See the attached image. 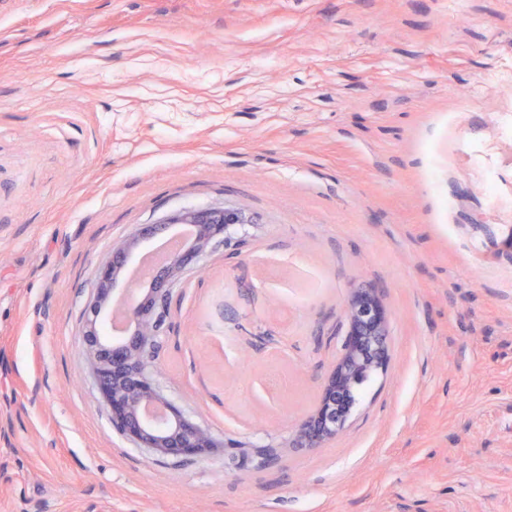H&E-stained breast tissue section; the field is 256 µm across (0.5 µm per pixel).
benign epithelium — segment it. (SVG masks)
Wrapping results in <instances>:
<instances>
[{
  "mask_svg": "<svg viewBox=\"0 0 512 512\" xmlns=\"http://www.w3.org/2000/svg\"><path fill=\"white\" fill-rule=\"evenodd\" d=\"M243 223L231 209H188L163 224H148L132 234L102 265L93 293L82 313V337L94 382L112 413V423L140 448L162 457L204 456L224 442L191 421L165 396L154 366V350L168 314L170 285L184 268L218 243H227L229 230ZM174 224L191 228L187 247L139 270L149 281L143 294L116 293L115 284L128 258L141 243L168 231ZM121 312L119 335L104 331L109 315ZM350 331L341 356L322 390L319 409L301 420L294 441L299 448H316L341 430L350 414L352 387L365 373L383 367L389 322L378 288L362 284L346 304Z\"/></svg>",
  "mask_w": 512,
  "mask_h": 512,
  "instance_id": "1",
  "label": "benign epithelium"
}]
</instances>
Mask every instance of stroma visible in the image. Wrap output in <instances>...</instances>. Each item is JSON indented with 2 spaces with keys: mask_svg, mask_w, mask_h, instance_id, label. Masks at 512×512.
I'll return each instance as SVG.
<instances>
[{
  "mask_svg": "<svg viewBox=\"0 0 512 512\" xmlns=\"http://www.w3.org/2000/svg\"><path fill=\"white\" fill-rule=\"evenodd\" d=\"M213 207L155 364L224 447L166 459L80 317ZM363 282L386 363L296 447ZM0 512H512V0H0Z\"/></svg>",
  "mask_w": 512,
  "mask_h": 512,
  "instance_id": "1",
  "label": "stroma"
}]
</instances>
